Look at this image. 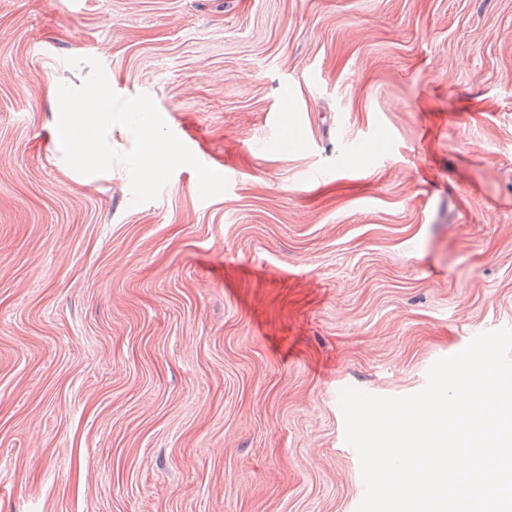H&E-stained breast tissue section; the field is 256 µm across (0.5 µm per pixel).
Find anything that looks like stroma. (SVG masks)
I'll list each match as a JSON object with an SVG mask.
<instances>
[{
	"mask_svg": "<svg viewBox=\"0 0 512 512\" xmlns=\"http://www.w3.org/2000/svg\"><path fill=\"white\" fill-rule=\"evenodd\" d=\"M91 57L226 177L133 204ZM512 328V0H0V512H357L343 389Z\"/></svg>",
	"mask_w": 512,
	"mask_h": 512,
	"instance_id": "stroma-1",
	"label": "stroma"
}]
</instances>
